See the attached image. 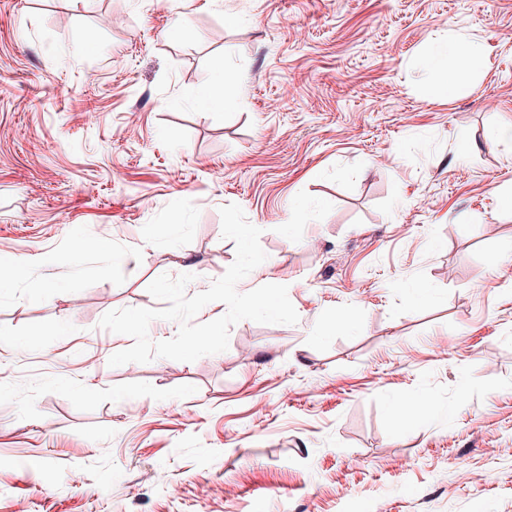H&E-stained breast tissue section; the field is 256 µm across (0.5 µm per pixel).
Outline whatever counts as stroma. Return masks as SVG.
Wrapping results in <instances>:
<instances>
[{
	"mask_svg": "<svg viewBox=\"0 0 512 512\" xmlns=\"http://www.w3.org/2000/svg\"><path fill=\"white\" fill-rule=\"evenodd\" d=\"M510 126L512 0H0V512H512ZM230 203L298 322L109 366ZM484 53L480 42H453L427 53L420 64L426 74L439 79L451 93L468 82L471 72L482 64ZM232 80L233 77L229 72H223L218 78V83H207L211 87V90L198 100V104L205 107H226L230 105L231 102L226 100V98L224 99L222 93L216 92V89L218 87L223 88L224 84L230 83Z\"/></svg>",
	"mask_w": 512,
	"mask_h": 512,
	"instance_id": "stroma-1",
	"label": "stroma"
}]
</instances>
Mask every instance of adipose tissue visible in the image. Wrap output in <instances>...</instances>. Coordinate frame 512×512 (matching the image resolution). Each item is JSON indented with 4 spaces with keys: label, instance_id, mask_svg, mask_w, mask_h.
I'll list each match as a JSON object with an SVG mask.
<instances>
[{
    "label": "adipose tissue",
    "instance_id": "1",
    "mask_svg": "<svg viewBox=\"0 0 512 512\" xmlns=\"http://www.w3.org/2000/svg\"><path fill=\"white\" fill-rule=\"evenodd\" d=\"M484 58V46L477 41L455 42L427 53L421 67L430 77L439 79L448 91L464 86Z\"/></svg>",
    "mask_w": 512,
    "mask_h": 512
}]
</instances>
